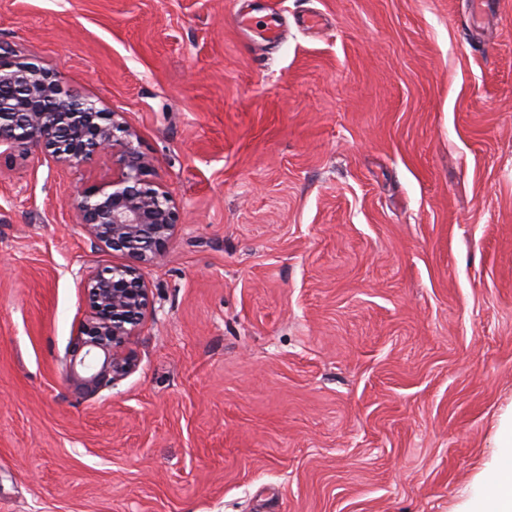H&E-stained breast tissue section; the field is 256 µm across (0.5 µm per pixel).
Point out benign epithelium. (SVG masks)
<instances>
[{"label": "benign epithelium", "instance_id": "benign-epithelium-1", "mask_svg": "<svg viewBox=\"0 0 512 512\" xmlns=\"http://www.w3.org/2000/svg\"><path fill=\"white\" fill-rule=\"evenodd\" d=\"M133 137L121 114L63 91L56 76L39 66L0 57V159L26 157L34 148L55 163L111 162V177L82 188L73 203L78 227L94 248L126 258L122 265L81 274L89 310L66 372L87 392L136 366L126 345L150 302L140 269L164 254L180 219L172 196L155 180L153 160Z\"/></svg>", "mask_w": 512, "mask_h": 512}]
</instances>
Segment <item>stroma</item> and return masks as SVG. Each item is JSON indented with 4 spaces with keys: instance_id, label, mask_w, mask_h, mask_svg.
<instances>
[{
    "instance_id": "1",
    "label": "stroma",
    "mask_w": 512,
    "mask_h": 512,
    "mask_svg": "<svg viewBox=\"0 0 512 512\" xmlns=\"http://www.w3.org/2000/svg\"><path fill=\"white\" fill-rule=\"evenodd\" d=\"M0 47L181 214L82 394L108 165L0 166V512H463L512 417V0H0Z\"/></svg>"
}]
</instances>
